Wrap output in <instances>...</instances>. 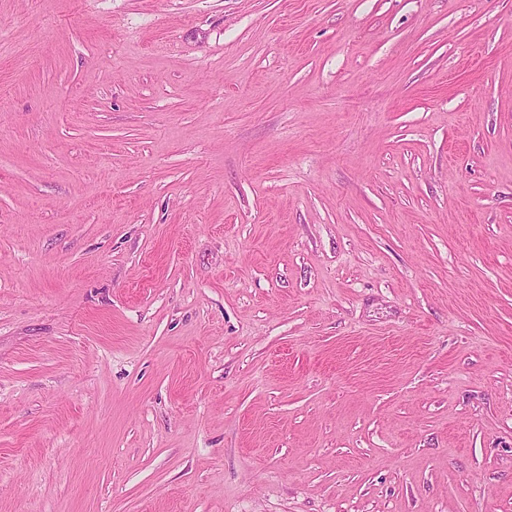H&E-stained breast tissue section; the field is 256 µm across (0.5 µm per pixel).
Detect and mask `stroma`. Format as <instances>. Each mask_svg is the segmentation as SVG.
<instances>
[{
	"label": "stroma",
	"mask_w": 512,
	"mask_h": 512,
	"mask_svg": "<svg viewBox=\"0 0 512 512\" xmlns=\"http://www.w3.org/2000/svg\"><path fill=\"white\" fill-rule=\"evenodd\" d=\"M0 512H512V0H0Z\"/></svg>",
	"instance_id": "35a3bbf8"
}]
</instances>
